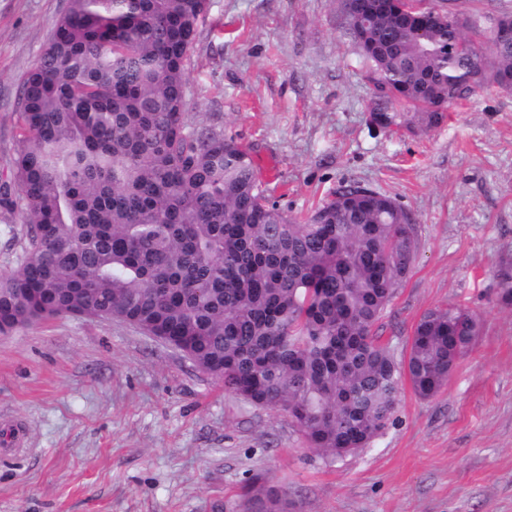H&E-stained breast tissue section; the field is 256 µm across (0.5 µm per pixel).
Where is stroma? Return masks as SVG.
<instances>
[{
  "instance_id": "35a3bbf8",
  "label": "stroma",
  "mask_w": 512,
  "mask_h": 512,
  "mask_svg": "<svg viewBox=\"0 0 512 512\" xmlns=\"http://www.w3.org/2000/svg\"><path fill=\"white\" fill-rule=\"evenodd\" d=\"M490 31L512 0H425ZM67 0H0V179L16 157L24 75ZM190 124L249 148L273 200L302 215L343 186L416 219L417 260L380 322L403 353L428 309L482 332L430 400L403 386L368 447L326 462L286 413L225 392L121 321L61 316L0 334V512H247L268 479L288 512H512V89L435 127L380 131L339 0H209L188 61Z\"/></svg>"
}]
</instances>
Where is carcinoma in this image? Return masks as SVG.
I'll return each mask as SVG.
<instances>
[{
    "mask_svg": "<svg viewBox=\"0 0 512 512\" xmlns=\"http://www.w3.org/2000/svg\"><path fill=\"white\" fill-rule=\"evenodd\" d=\"M208 0H68L17 106L19 149L0 210L27 243L0 277V333L31 310L75 308L163 336L243 401L288 413L322 458L369 445L403 381L437 396L481 321L450 304L423 313L397 359L375 326L416 261L414 218L359 186L299 218L270 202L248 151L186 120L187 63ZM346 33L366 60L382 130L501 88L512 39L485 41L455 14L404 0ZM256 512H287L267 482Z\"/></svg>",
    "mask_w": 512,
    "mask_h": 512,
    "instance_id": "obj_1",
    "label": "carcinoma"
}]
</instances>
